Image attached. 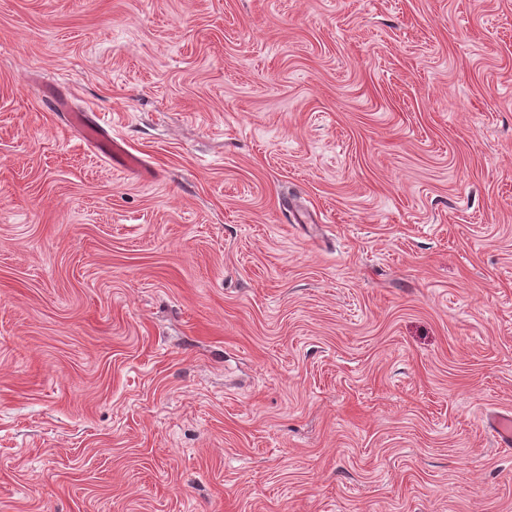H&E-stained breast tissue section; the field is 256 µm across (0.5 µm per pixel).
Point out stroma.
I'll return each mask as SVG.
<instances>
[{
    "instance_id": "1",
    "label": "stroma",
    "mask_w": 512,
    "mask_h": 512,
    "mask_svg": "<svg viewBox=\"0 0 512 512\" xmlns=\"http://www.w3.org/2000/svg\"><path fill=\"white\" fill-rule=\"evenodd\" d=\"M509 413L512 0H0V512H512ZM46 104L50 110L62 112L66 117V129L76 132L83 144L101 153L103 159L112 160L115 167L126 171L140 168V159L126 148L122 140L112 138L89 113L73 109L66 97L52 94L47 96Z\"/></svg>"
}]
</instances>
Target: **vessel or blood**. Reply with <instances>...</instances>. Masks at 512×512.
Masks as SVG:
<instances>
[{"instance_id":"vessel-or-blood-1","label":"vessel or blood","mask_w":512,"mask_h":512,"mask_svg":"<svg viewBox=\"0 0 512 512\" xmlns=\"http://www.w3.org/2000/svg\"><path fill=\"white\" fill-rule=\"evenodd\" d=\"M46 104L50 110L63 113L67 129L76 132L86 147L101 153L117 168L126 171L139 169V158L126 148L122 140L110 136L89 113L73 109L68 99L59 95L48 96Z\"/></svg>"}]
</instances>
